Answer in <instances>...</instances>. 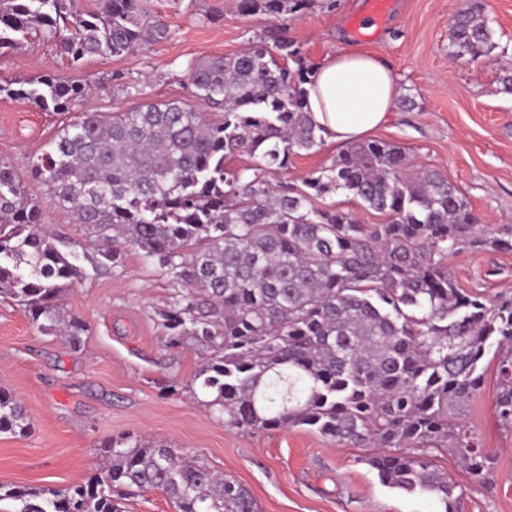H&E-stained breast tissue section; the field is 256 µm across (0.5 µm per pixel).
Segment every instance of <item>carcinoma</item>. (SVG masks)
Wrapping results in <instances>:
<instances>
[{
    "mask_svg": "<svg viewBox=\"0 0 512 512\" xmlns=\"http://www.w3.org/2000/svg\"><path fill=\"white\" fill-rule=\"evenodd\" d=\"M319 0H236L243 17L282 20L232 56L187 72L191 100L144 102L105 116L84 110L50 150L29 160L46 202L0 160V298L24 306L43 334L75 345L87 330L58 301L86 272L71 241L49 232L44 204L88 232L97 273L125 249L178 291L159 312L168 349L194 341L205 355L192 385L224 425L252 431L308 427L340 445L379 448L366 458L385 485L440 499L456 485L431 468L450 450L475 476L491 454L456 420L497 359L495 408L512 427V293L463 289L448 267L462 250L512 251V237L480 229L472 207L440 173L416 171L405 148L352 143L301 185L268 175L323 144L307 107L311 68L288 22ZM0 0V51L38 35L73 64L126 55L168 37L147 0ZM482 0L448 23L455 59L492 57L495 32ZM494 58V57H492ZM512 95V62L494 58ZM45 112L84 103L80 84L50 75L0 86ZM210 109L205 113L199 106ZM256 160L252 173L227 164ZM342 190L385 217L360 224L320 205ZM21 403L0 390V433L23 436ZM110 462L64 491L0 484V512H123L121 495L159 491L178 512H258L251 493L195 456L158 441L108 446Z\"/></svg>",
    "mask_w": 512,
    "mask_h": 512,
    "instance_id": "carcinoma-1",
    "label": "carcinoma"
}]
</instances>
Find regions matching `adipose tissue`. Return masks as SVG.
<instances>
[{"label": "adipose tissue", "mask_w": 512, "mask_h": 512, "mask_svg": "<svg viewBox=\"0 0 512 512\" xmlns=\"http://www.w3.org/2000/svg\"><path fill=\"white\" fill-rule=\"evenodd\" d=\"M307 110L330 139L352 143L386 124L399 88L383 59L362 51L327 55L307 86Z\"/></svg>", "instance_id": "ef3b65f1"}]
</instances>
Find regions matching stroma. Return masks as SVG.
Wrapping results in <instances>:
<instances>
[{"label": "stroma", "instance_id": "obj_1", "mask_svg": "<svg viewBox=\"0 0 512 512\" xmlns=\"http://www.w3.org/2000/svg\"><path fill=\"white\" fill-rule=\"evenodd\" d=\"M169 37L109 59L80 65L41 41L0 55V85L50 75L89 86L86 109L123 112L135 103L124 86L144 98H187L190 63L231 55L272 28L266 17H243L235 0H148ZM467 0H392L388 22L374 39L353 36L366 0H337L291 22L289 36L302 44L308 64L327 55L364 50L389 63L400 89L389 123L373 140L405 147L415 167L445 176L468 198L479 225L512 234V96L500 93L496 65L488 58L456 60L448 54V21ZM121 74L117 86L113 74ZM71 118L45 112L0 93V159L9 161L30 194L29 157L48 149ZM342 143L326 140L315 151L290 158L272 182H294L331 166ZM95 249L80 253L89 275L63 293L66 316L83 320L79 347L42 335L23 307L0 300V387L23 405L26 435L0 434V483L65 490L86 482L106 461L105 445L158 440L202 458L234 477L253 495L260 512H444L430 495L384 485L365 462L366 448L340 446L297 427L250 431L224 426L197 399L191 378L201 362L194 345L166 346L156 312L175 290L158 269L132 250L107 274L93 273ZM448 266L460 287L491 292L512 288V253L472 250ZM495 366L486 364L484 386L460 410V419L489 448L494 460L477 482L452 453L434 452V469L456 485L458 512H512V428L495 410Z\"/></svg>", "mask_w": 512, "mask_h": 512}]
</instances>
